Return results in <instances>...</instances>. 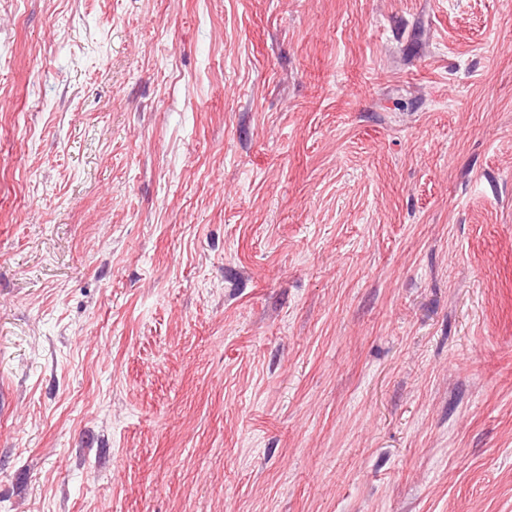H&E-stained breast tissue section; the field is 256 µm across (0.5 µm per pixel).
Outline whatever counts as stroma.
<instances>
[{"mask_svg":"<svg viewBox=\"0 0 512 512\" xmlns=\"http://www.w3.org/2000/svg\"><path fill=\"white\" fill-rule=\"evenodd\" d=\"M0 512H512V0H0Z\"/></svg>","mask_w":512,"mask_h":512,"instance_id":"obj_1","label":"stroma"}]
</instances>
